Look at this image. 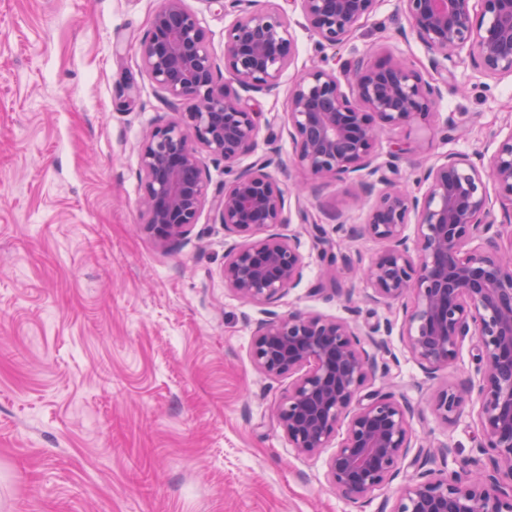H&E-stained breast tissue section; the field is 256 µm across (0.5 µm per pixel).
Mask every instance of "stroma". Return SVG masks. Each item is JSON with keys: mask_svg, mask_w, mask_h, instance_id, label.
Segmentation results:
<instances>
[{"mask_svg": "<svg viewBox=\"0 0 512 512\" xmlns=\"http://www.w3.org/2000/svg\"><path fill=\"white\" fill-rule=\"evenodd\" d=\"M224 62L236 10L185 0ZM158 0H0V512H379L394 487L355 503L326 479L330 449L297 454L274 410L288 377L260 373L252 335L266 311L318 313L361 331L400 319V304L368 301L364 283L330 289L326 261L298 221L283 225L305 258L301 283L271 308L224 284V227L202 212L187 242L164 247L144 224L138 146L170 110L144 71L140 43ZM298 54L276 95L249 94L261 112L247 166L271 156L282 187L336 249L370 260L384 243L348 240L337 225L365 223L356 179L321 182L292 163L283 127L289 85L303 69L365 53L401 57L434 78L399 0H378L350 38L320 47L290 11ZM437 113L387 129L377 165L397 143L413 151L397 181L449 153L492 156L512 134V78L494 80L462 49ZM370 380L408 399L418 442L472 456L477 400L450 423L432 396L473 372V341L428 377L399 334Z\"/></svg>", "mask_w": 512, "mask_h": 512, "instance_id": "35a3bbf8", "label": "stroma"}]
</instances>
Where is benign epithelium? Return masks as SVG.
Masks as SVG:
<instances>
[{
  "instance_id": "benign-epithelium-1",
  "label": "benign epithelium",
  "mask_w": 512,
  "mask_h": 512,
  "mask_svg": "<svg viewBox=\"0 0 512 512\" xmlns=\"http://www.w3.org/2000/svg\"><path fill=\"white\" fill-rule=\"evenodd\" d=\"M378 0H288L322 46L343 44ZM410 30L439 71L433 84L410 63H373L360 55L336 69L303 71L288 86L283 127L297 166L320 179L358 178L360 194L376 196L365 224L347 231L388 244L369 262L328 251L324 228L299 212L329 264L370 287L375 304L402 303L400 336L428 377L453 364L476 338L474 374L438 391L434 411L448 422L475 396L478 456L458 470L428 467L453 448L415 445L404 396L364 392L375 376L371 349L385 344L361 337L349 321L314 313L272 312L253 332L250 356L268 377L288 376L275 411L294 450L314 455L344 438L327 461L326 476L351 501L366 500L396 480L405 460L415 468L389 512H512V234L509 246L495 228L491 195L512 218V133L490 160L477 165L448 153L422 171L424 191L413 195L381 177L373 180L383 130L428 117L448 85L453 62L466 46L489 78L512 77V0H400ZM238 9L224 33V81L206 30L184 0H160L141 43V62L168 96L173 116L139 145L146 227L166 245L185 240L209 210L228 237L266 234L224 253V284L240 299L273 304L296 287L306 267L295 240L278 231L287 223V196L263 156L246 167L259 127L240 91L272 93L295 59L287 12L263 0H232ZM350 92L343 90V85ZM224 162V193L211 196L203 156ZM385 189L376 191L377 182ZM416 217L414 236L406 234ZM416 452H411V448Z\"/></svg>"
}]
</instances>
